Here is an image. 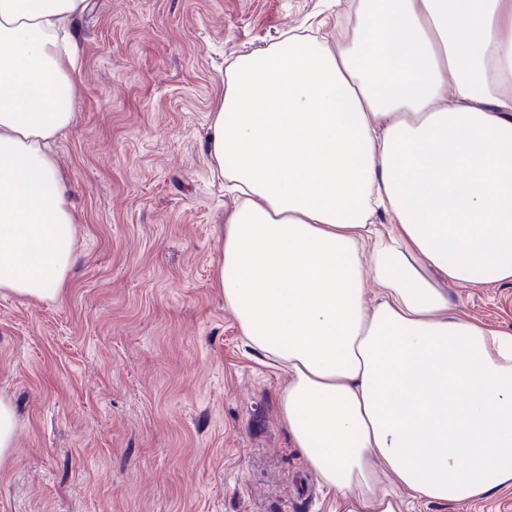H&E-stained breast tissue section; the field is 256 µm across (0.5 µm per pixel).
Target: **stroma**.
<instances>
[{
	"label": "stroma",
	"mask_w": 512,
	"mask_h": 512,
	"mask_svg": "<svg viewBox=\"0 0 512 512\" xmlns=\"http://www.w3.org/2000/svg\"><path fill=\"white\" fill-rule=\"evenodd\" d=\"M351 0H87L74 119L53 150L79 216L61 296L0 292V399L17 418L0 512H331L288 437L285 370L212 284L238 204L206 152L236 57L297 34L335 45ZM512 328V288L448 284ZM512 512V488L467 505Z\"/></svg>",
	"instance_id": "35a3bbf8"
}]
</instances>
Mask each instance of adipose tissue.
<instances>
[{"label":"adipose tissue","instance_id":"ef3b65f1","mask_svg":"<svg viewBox=\"0 0 512 512\" xmlns=\"http://www.w3.org/2000/svg\"><path fill=\"white\" fill-rule=\"evenodd\" d=\"M85 7L0 0V290L40 301L77 259L49 145ZM209 129L243 197L213 284L287 367L280 414L334 512L511 488L512 330L442 284L512 285V0H357L336 48L291 35L230 63Z\"/></svg>","mask_w":512,"mask_h":512}]
</instances>
